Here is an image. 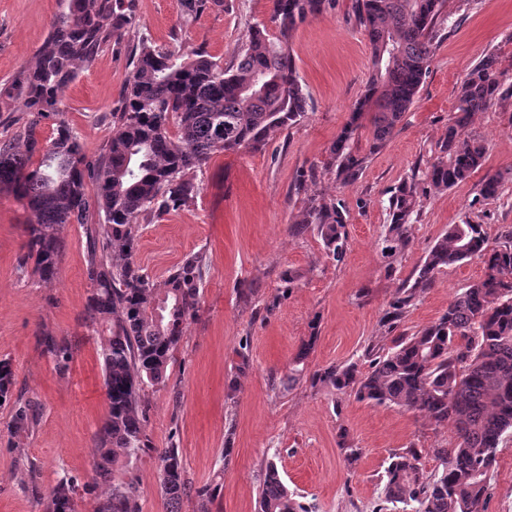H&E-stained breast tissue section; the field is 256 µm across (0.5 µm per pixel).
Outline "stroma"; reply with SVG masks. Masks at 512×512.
I'll use <instances>...</instances> for the list:
<instances>
[{
  "mask_svg": "<svg viewBox=\"0 0 512 512\" xmlns=\"http://www.w3.org/2000/svg\"><path fill=\"white\" fill-rule=\"evenodd\" d=\"M68 0H0V87L30 65L46 40L51 18ZM271 0H224L184 25L180 0H134L135 25L121 45L105 48L63 92L64 118L85 153L99 156L112 133L131 57L141 45L204 47L232 65L252 26L269 24ZM451 18L414 105L390 143L369 156L359 179L340 186L323 163L330 144L363 96L371 48L354 0H336L292 32L290 47L309 94L304 117L276 132L265 151H229L197 175L201 191L189 206L144 225L136 263L164 279L186 254L203 252L201 302L167 370L164 384L146 396L147 432L155 446L133 465L142 512H166L155 452L177 447L194 486L221 485L212 512H257L268 459L311 512H376L379 478L392 452L421 448L427 473L439 463L434 449L455 442L452 425L430 426L418 414L379 406L312 384L316 370L359 360L365 347L390 346L380 321L402 280L462 218L485 225L497 239L512 225V99L479 113L473 128L488 152L480 171L447 191L430 195L412 228V242L394 267L378 240L388 222L387 192L437 152L457 106L465 75L489 52L499 53L512 83V0H447ZM504 177V193L483 199L488 174ZM341 200L349 214L343 261L320 240L289 231L313 193ZM29 212L0 194V359L10 360L15 390L37 403L27 434H11V409L0 407V512H42L39 498L62 472L92 474L94 435L106 416L100 343L81 320L89 281L81 225L62 231L66 250L53 283L20 273ZM295 274L294 288L285 279ZM470 261L438 274L436 283L405 314L407 332L436 320L460 288L479 279ZM73 348L67 372L54 368L38 344L41 333ZM313 347L306 378L290 389L287 374L304 340ZM361 455L348 464L340 430ZM485 512H512V436L497 457Z\"/></svg>",
  "mask_w": 512,
  "mask_h": 512,
  "instance_id": "stroma-1",
  "label": "stroma"
}]
</instances>
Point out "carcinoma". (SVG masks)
<instances>
[{"instance_id": "obj_1", "label": "carcinoma", "mask_w": 512, "mask_h": 512, "mask_svg": "<svg viewBox=\"0 0 512 512\" xmlns=\"http://www.w3.org/2000/svg\"><path fill=\"white\" fill-rule=\"evenodd\" d=\"M333 0H272L271 22L251 29L235 64L226 67L207 51L142 45L128 73L124 95L112 113V135L103 153L90 158L80 138L61 117L63 90L103 49L124 40L133 26V0H70L68 11L54 16L34 64L0 90V109L18 102L28 115L11 136L0 139V193L24 203L32 220L26 228L27 258L43 283L53 282L65 251L61 229L85 228L90 291L85 326L102 329L107 417L97 438L93 476L82 482L63 474L43 498V512H76L80 495H97L96 512H142L139 484L130 476L112 480L113 466L153 449L146 432V389L165 382L169 362L198 311L206 258L187 254L161 281L151 279L135 261L141 222L191 204L200 191L196 172L224 151L261 152L270 136L301 120L308 92L297 73L289 38L307 19L322 14ZM446 0H356L355 12L369 40L372 73L365 93L328 151L325 167L345 186L358 180L370 155L392 139L414 104L447 24ZM189 23L208 10L224 9V0H181ZM512 98L502 59L489 53L458 87V105L448 118L440 154L423 175L412 173L390 191L389 224L378 241L387 268L411 244L412 226L424 199L467 181L482 168L485 140L470 130L475 116ZM368 120V152L354 149ZM52 121L50 137L37 129ZM504 178H484L480 195L497 199ZM96 188V210L86 188ZM347 212L324 195L310 199L291 232H312L327 255L339 261L347 244ZM470 260L482 264V276L461 289L448 309L415 333L395 334L414 306L445 268ZM381 327L392 346L369 345L362 360L332 365L312 379L352 394L360 401L396 406L440 425L453 422L456 442L435 448L441 470L428 475L421 451H395L381 479L388 512H484L497 453L512 433V227L489 244L484 225L464 220L448 225L414 274L389 302ZM302 343L284 386L300 379L314 343ZM43 351L64 372L72 348L44 333ZM15 375L0 360V403L12 406L10 431L29 433L37 421L36 404L14 394ZM338 447L353 463L360 449L340 429ZM160 492L167 512H180L195 498L197 512H210L220 484L193 486L183 457L170 446L156 451ZM258 512H308L283 481L276 463L265 466Z\"/></svg>"}]
</instances>
